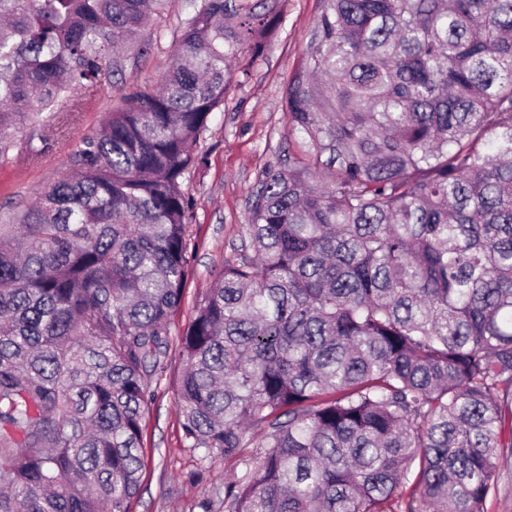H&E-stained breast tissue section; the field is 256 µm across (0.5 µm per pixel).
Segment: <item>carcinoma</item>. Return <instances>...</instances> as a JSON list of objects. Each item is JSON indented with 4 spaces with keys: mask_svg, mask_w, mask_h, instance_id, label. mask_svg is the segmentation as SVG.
I'll list each match as a JSON object with an SVG mask.
<instances>
[{
    "mask_svg": "<svg viewBox=\"0 0 512 512\" xmlns=\"http://www.w3.org/2000/svg\"><path fill=\"white\" fill-rule=\"evenodd\" d=\"M173 0H0V158L142 56ZM194 0L156 92L0 224V512H128L148 377L187 279L195 145L277 26ZM248 244L179 337L187 447L242 462L224 512H488L512 448V0H328ZM260 439L245 453L246 433Z\"/></svg>",
    "mask_w": 512,
    "mask_h": 512,
    "instance_id": "obj_1",
    "label": "carcinoma"
}]
</instances>
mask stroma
I'll return each instance as SVG.
<instances>
[{
    "label": "stroma",
    "mask_w": 512,
    "mask_h": 512,
    "mask_svg": "<svg viewBox=\"0 0 512 512\" xmlns=\"http://www.w3.org/2000/svg\"><path fill=\"white\" fill-rule=\"evenodd\" d=\"M253 2L262 9L273 8L279 22L249 76L232 79L223 107L213 112L196 143L200 163L184 181L194 207L187 280L171 327L174 339L187 328L225 260L240 250L251 201L267 172L314 160L311 141L293 129L282 96L307 53L326 0ZM190 10L189 0H175L148 29V54L127 58L122 76L93 90L75 122L49 136L45 129L52 119L44 112L12 130L8 159L0 165V224L12 222L42 190L71 174L82 138L118 107L127 85L150 91L158 87L172 61L179 26ZM30 144L41 147L40 157L27 154ZM183 367L180 346L174 342L165 371L149 382L152 399L142 423L144 467L130 512H201L199 504L205 500L212 501L214 512H224L220 493L241 471L237 460L216 457L204 462L199 451L186 447L176 407Z\"/></svg>",
    "instance_id": "1"
}]
</instances>
